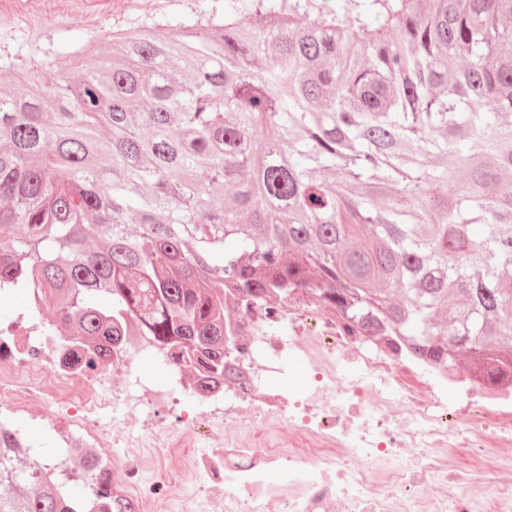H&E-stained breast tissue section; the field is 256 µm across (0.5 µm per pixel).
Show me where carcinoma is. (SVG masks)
Listing matches in <instances>:
<instances>
[{"label": "carcinoma", "mask_w": 512, "mask_h": 512, "mask_svg": "<svg viewBox=\"0 0 512 512\" xmlns=\"http://www.w3.org/2000/svg\"><path fill=\"white\" fill-rule=\"evenodd\" d=\"M202 2L0 91V289H42L90 369L149 341L222 374L228 314L299 293L512 365V0ZM107 496L0 447V512Z\"/></svg>", "instance_id": "cac0c4a2"}]
</instances>
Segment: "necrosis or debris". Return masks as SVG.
<instances>
[{
    "label": "necrosis or debris",
    "instance_id": "necrosis-or-debris-1",
    "mask_svg": "<svg viewBox=\"0 0 512 512\" xmlns=\"http://www.w3.org/2000/svg\"><path fill=\"white\" fill-rule=\"evenodd\" d=\"M238 325L246 345L231 380L201 392L152 346L81 372L63 367L70 339L48 340L39 305L0 318V437L34 469L89 459L136 512L159 495L176 512H512L500 479L512 471V378L448 371L399 337L349 330L306 294ZM141 354L163 381L142 372ZM289 367L299 384L282 385ZM33 398L41 443L18 423ZM174 448L196 451L178 479L166 465Z\"/></svg>",
    "mask_w": 512,
    "mask_h": 512
}]
</instances>
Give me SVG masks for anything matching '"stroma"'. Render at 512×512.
<instances>
[{
	"mask_svg": "<svg viewBox=\"0 0 512 512\" xmlns=\"http://www.w3.org/2000/svg\"><path fill=\"white\" fill-rule=\"evenodd\" d=\"M197 0H0V75L83 64L81 47L125 29L196 20Z\"/></svg>",
	"mask_w": 512,
	"mask_h": 512,
	"instance_id": "1",
	"label": "stroma"
}]
</instances>
